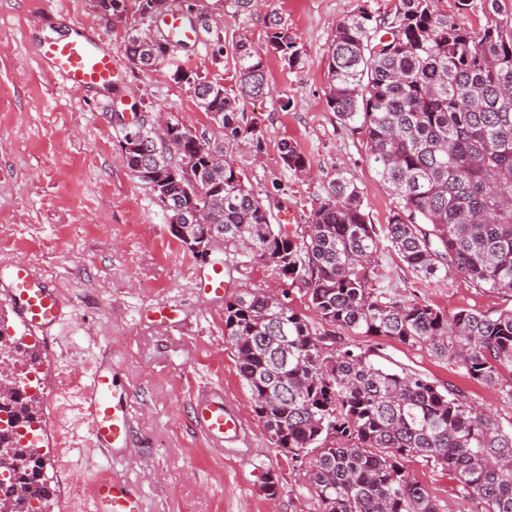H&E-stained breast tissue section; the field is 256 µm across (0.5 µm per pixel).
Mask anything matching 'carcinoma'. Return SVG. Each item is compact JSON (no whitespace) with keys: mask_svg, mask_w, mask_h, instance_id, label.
<instances>
[{"mask_svg":"<svg viewBox=\"0 0 512 512\" xmlns=\"http://www.w3.org/2000/svg\"><path fill=\"white\" fill-rule=\"evenodd\" d=\"M453 2L451 13L443 0H396L384 15L361 7L344 18L329 48L328 106L360 138L393 197L385 234L403 261L432 280L448 275V256L476 287L512 295V13L508 0H482L486 22L473 31L458 17L474 0ZM166 9L167 0H140L144 20ZM270 24L268 47L290 68L303 64L282 19ZM168 51V40L149 29L126 44L141 70L164 63ZM234 65V96L217 81L174 72L228 139L251 132L240 100L267 88L262 48L238 40ZM121 148L167 219L184 216L176 238L191 253L203 237L237 267L261 260L305 291L321 322L420 347L477 382L500 385L502 371L512 372V308L448 314L376 287L381 240L360 188L344 174L297 232L271 223L245 175L223 160L222 143L169 122L160 130L143 124L133 139L123 128ZM279 152L289 172L309 169L296 144L283 141ZM200 210L210 224L194 223ZM224 338L271 443L308 465L320 512H441L401 465L409 456L453 474L458 497L481 512H512V430L455 390L377 366L258 288L224 301ZM39 400L0 394L10 418L0 447L13 449L0 474L15 481L0 490V512H49L47 462L19 433L41 423ZM23 485L24 498L16 494Z\"/></svg>","mask_w":512,"mask_h":512,"instance_id":"1","label":"carcinoma"}]
</instances>
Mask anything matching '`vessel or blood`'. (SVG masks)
Masks as SVG:
<instances>
[{
	"label": "vessel or blood",
	"instance_id": "b4317fda",
	"mask_svg": "<svg viewBox=\"0 0 512 512\" xmlns=\"http://www.w3.org/2000/svg\"><path fill=\"white\" fill-rule=\"evenodd\" d=\"M162 22L172 45L198 42V29L187 26L181 14L172 12ZM38 58L66 89L101 92L115 85L117 62L92 34L77 31L60 40H44ZM0 293L10 306L16 326L27 334L50 338L66 318V302L57 288L30 265L0 266ZM83 413L97 445L113 455H123L132 432L129 389L116 374L111 355L97 361L85 389ZM196 427L217 447L240 438L244 424L224 398L223 389L199 391L193 406ZM94 512H142L140 496L124 482L105 475L93 487Z\"/></svg>",
	"mask_w": 512,
	"mask_h": 512
}]
</instances>
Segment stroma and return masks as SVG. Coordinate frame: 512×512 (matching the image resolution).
Segmentation results:
<instances>
[{
  "label": "stroma",
  "mask_w": 512,
  "mask_h": 512,
  "mask_svg": "<svg viewBox=\"0 0 512 512\" xmlns=\"http://www.w3.org/2000/svg\"><path fill=\"white\" fill-rule=\"evenodd\" d=\"M394 3L265 0V10L248 12L233 0H170L173 10L189 6L206 16L224 37V54L214 57L205 42L188 44L143 72L125 54L129 32L142 23L139 0H125L121 24L113 23L102 0H0V264L36 265L56 280L70 303L53 353L39 367L43 398L60 407L59 422L51 427L56 441L45 450L56 466L53 512H92L94 481L108 471L137 490L143 512H318L304 465L271 444L253 410L224 339L223 300L195 284L206 262L181 246L150 191L130 174L122 128L141 117L177 122L223 142L225 160L243 170L271 206L275 223L294 228L305 226L336 173H344L362 190L370 222L384 226L393 198L368 165L360 139L327 104V57L344 17L362 6L380 15ZM271 10L287 22L303 63L292 69L268 53L269 92L242 106L244 122L255 132L225 141L192 88L176 82L173 73L180 67L236 93L232 45L243 34L266 45ZM79 25L101 36L120 62L109 97L66 90L34 55L39 41ZM284 140L307 155L311 177L284 169L278 149ZM376 261L375 282L389 294L448 313L512 307V297L453 273L443 281L426 279L390 247H382ZM224 279L225 298L244 288H273L297 311H309L304 290L271 276L261 261ZM159 302L172 307L175 327L153 322L151 308ZM318 330L362 347L385 368L459 391L512 429V399L467 378L448 360L390 338L359 336L324 323ZM106 351L134 403L131 446L116 460L93 446L80 413L86 375ZM205 386L223 388L243 417L242 440L216 448L193 426L191 398ZM403 465L443 512H473V505L458 499L447 471L418 457L405 458ZM270 473L280 485L273 499L262 491Z\"/></svg>",
  "instance_id": "35a3bbf8"
}]
</instances>
